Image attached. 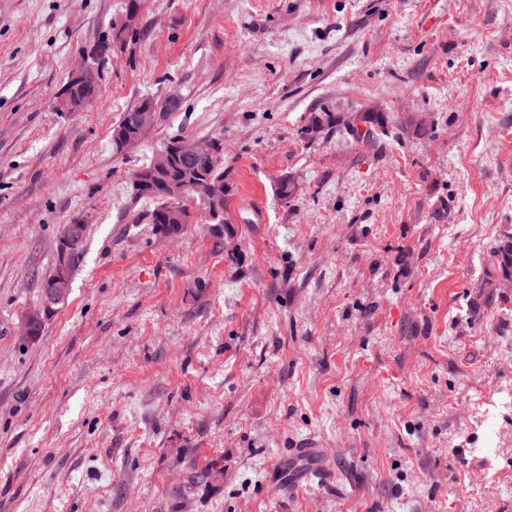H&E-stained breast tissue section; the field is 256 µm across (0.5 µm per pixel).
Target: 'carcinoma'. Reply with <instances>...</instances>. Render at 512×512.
Wrapping results in <instances>:
<instances>
[{"mask_svg":"<svg viewBox=\"0 0 512 512\" xmlns=\"http://www.w3.org/2000/svg\"><path fill=\"white\" fill-rule=\"evenodd\" d=\"M131 25L122 21L112 23V32L99 39L95 46L104 55H110L119 44H126ZM104 68L91 69L80 78L68 77L61 89L58 109L61 112H74L95 102L100 93ZM152 110L164 119V107L153 97L143 98L133 109L125 112L112 126V150L120 155L126 149L124 134L130 132L136 114ZM369 123L386 131L392 125L399 131L407 130L402 119H395L384 112H366L353 116L348 127L358 131L355 122ZM132 177L142 186L132 191L135 201L150 200L154 208L149 211V223L155 225L165 238L176 237L191 223L189 206H201L212 217V223H224V200L227 196L224 181V168L213 165L211 159L201 155L190 159L173 156L168 170L158 172L147 164L133 171ZM489 276L509 280L512 278V236L498 239L488 253Z\"/></svg>","mask_w":512,"mask_h":512,"instance_id":"cac0c4a2","label":"carcinoma"}]
</instances>
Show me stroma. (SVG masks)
I'll return each instance as SVG.
<instances>
[{
  "label": "stroma",
  "mask_w": 512,
  "mask_h": 512,
  "mask_svg": "<svg viewBox=\"0 0 512 512\" xmlns=\"http://www.w3.org/2000/svg\"><path fill=\"white\" fill-rule=\"evenodd\" d=\"M123 12L0 0V512H512V0H143L58 111ZM146 97L178 107L115 155ZM179 130L223 140L226 223L164 238L130 182ZM138 1L139 0H127V9L125 14L126 19L129 15L138 11ZM124 19L121 20L119 24L117 22H112V32L110 33V36L108 34L103 36L91 46H96V48L100 49L105 55V60L100 68L91 69L95 62L100 63L102 61V57L98 54L97 50L90 48L83 51L82 64L74 70V75H70L68 77L66 83L61 89L58 105L59 111L74 112L78 109L82 110L84 106H88L98 99L100 85L103 80V71L109 55L114 51L119 43L120 45H125L130 32L132 31L133 33L131 25L126 21L124 22ZM81 74H83V76L80 78L74 77L80 76ZM144 110H152L159 115L158 120L152 126H144L134 131L135 138L141 141L149 130L154 128L160 121L164 119L165 113L164 106H161L158 101L153 97L143 98L133 109L124 112L121 119L112 127V150L115 154L120 155L126 149V141L124 139L125 133H130L131 125L136 114ZM152 127V128H151ZM356 121L365 124L369 123L373 125L369 126L370 128L367 129V132L363 134V138L370 137V135L372 134V127H379L382 132H386L387 126L391 124L401 132H405L407 130V124L400 118L395 119L384 112H366L360 115L353 116L352 121L347 122L348 127L352 128V130L355 131L359 137H361V135L359 134L357 125H355L354 123ZM488 264L492 278L509 280L512 278V236L505 235L498 239L488 253ZM58 281L44 290V305L27 313L23 322L21 338L26 341L33 339V327L45 322L49 308L62 300L66 291V276L63 270L57 275ZM57 305V304H56ZM55 306V305H53Z\"/></svg>",
  "instance_id": "35a3bbf8"
}]
</instances>
